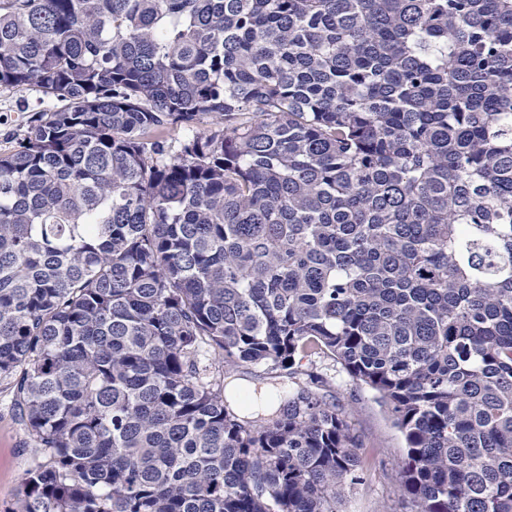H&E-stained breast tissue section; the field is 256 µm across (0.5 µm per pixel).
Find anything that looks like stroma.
I'll list each match as a JSON object with an SVG mask.
<instances>
[{"mask_svg": "<svg viewBox=\"0 0 512 512\" xmlns=\"http://www.w3.org/2000/svg\"><path fill=\"white\" fill-rule=\"evenodd\" d=\"M51 105V100L32 85L0 94V152L23 138L24 111ZM304 367L330 380L325 398L344 408L360 444L364 479L346 493L338 512H411L400 491L405 440L387 410L368 389L356 387L331 358L315 355ZM32 448L13 409L12 394L0 383V512H11L20 495L23 474L33 461Z\"/></svg>", "mask_w": 512, "mask_h": 512, "instance_id": "stroma-1", "label": "stroma"}]
</instances>
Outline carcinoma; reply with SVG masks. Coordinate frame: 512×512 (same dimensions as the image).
Returning a JSON list of instances; mask_svg holds the SVG:
<instances>
[{
  "label": "carcinoma",
  "mask_w": 512,
  "mask_h": 512,
  "mask_svg": "<svg viewBox=\"0 0 512 512\" xmlns=\"http://www.w3.org/2000/svg\"><path fill=\"white\" fill-rule=\"evenodd\" d=\"M25 85L59 107L0 153L13 512H335L317 354L413 512H512V0H0ZM252 365L306 379L248 420ZM305 369L331 382L324 393L327 402H335L347 413L348 422L360 444L364 479L346 493L339 512H411V505L400 491L401 463L405 440L387 410L372 392L356 387L331 358L320 355L304 360ZM33 442L17 419L12 393L0 383V512H9L22 492V477L33 461Z\"/></svg>",
  "instance_id": "obj_1"
}]
</instances>
